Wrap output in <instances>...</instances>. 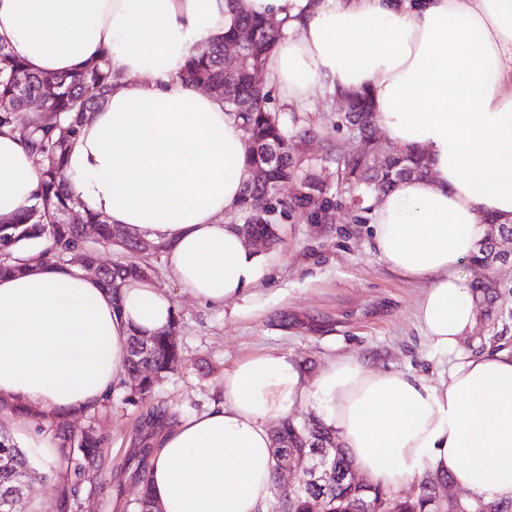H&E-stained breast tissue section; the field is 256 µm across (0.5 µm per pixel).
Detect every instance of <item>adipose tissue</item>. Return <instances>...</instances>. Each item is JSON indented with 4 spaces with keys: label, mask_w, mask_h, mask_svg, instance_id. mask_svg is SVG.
<instances>
[{
    "label": "adipose tissue",
    "mask_w": 512,
    "mask_h": 512,
    "mask_svg": "<svg viewBox=\"0 0 512 512\" xmlns=\"http://www.w3.org/2000/svg\"><path fill=\"white\" fill-rule=\"evenodd\" d=\"M231 0H0V40L35 70L75 72L110 52L121 73L83 123L66 173L83 213L162 245L182 288L239 298L262 257L230 220L252 177L245 134L222 100L180 80L193 46L223 32ZM281 22L264 78L289 104L314 87L368 90L378 122L423 152L428 173L396 181L371 212L393 273L423 283L416 319L455 351L478 294L462 271L496 224H512V0H242ZM39 185L31 153L0 130V221ZM151 279L111 295L52 262L0 277V396L80 413L119 383L132 334L168 327ZM315 407L357 471L400 488L432 476L473 500L512 497V351L459 357L430 383L347 358L316 377L266 352L224 372V396L158 442L148 486L164 512H265L271 427Z\"/></svg>",
    "instance_id": "adipose-tissue-1"
}]
</instances>
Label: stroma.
I'll use <instances>...</instances> for the list:
<instances>
[{
    "label": "stroma",
    "instance_id": "35a3bbf8",
    "mask_svg": "<svg viewBox=\"0 0 512 512\" xmlns=\"http://www.w3.org/2000/svg\"><path fill=\"white\" fill-rule=\"evenodd\" d=\"M340 110L335 96L319 89L299 110L315 135L298 141L297 152L335 200L332 222L318 223L297 211L280 218L281 242L263 247L265 273L242 298L221 307L200 303L180 288L165 257L142 256L173 302L176 340L186 362L146 402L127 403L131 390L122 384L98 408L108 441L100 475L78 491L84 512H131L140 494L136 471L156 434L152 419L171 425L207 410L223 396L225 369L246 357L283 354L312 377L331 361L349 357L375 370L409 372L428 381L455 362L457 353L436 351L416 320L422 284L387 269L366 221L356 218L352 195L337 180L336 148L349 137L336 123ZM496 250L500 260L464 268L481 301L477 322L458 353L512 348V235H499ZM44 442L34 433L21 443L39 472L27 502L33 512H59L56 450Z\"/></svg>",
    "mask_w": 512,
    "mask_h": 512
}]
</instances>
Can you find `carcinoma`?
<instances>
[{
	"label": "carcinoma",
	"instance_id": "carcinoma-1",
	"mask_svg": "<svg viewBox=\"0 0 512 512\" xmlns=\"http://www.w3.org/2000/svg\"><path fill=\"white\" fill-rule=\"evenodd\" d=\"M243 28L249 29L253 36L250 50L237 59L224 56V43L233 40ZM280 35L281 23L237 11L224 33L190 51L180 74L186 82L206 86L224 100L228 112L257 146L256 152L248 156V163L253 170L267 169L270 183L250 182L252 191L262 192L269 184L296 185L292 196H275L267 211L252 209L249 206L252 191H244L240 214L255 225L258 233L268 235L273 244L278 241L276 216L300 211L316 222H327L336 206L316 175L294 154L293 138L301 132L290 130L283 116L271 111V90L253 84L252 72L264 62ZM115 78L112 56L107 51L76 73H51L31 69L11 53L7 44L0 42V129L18 133L34 156L39 174L38 192L31 203L14 220L0 222V275L27 270L26 260L19 256L24 250L36 249L37 256L48 255L59 264L64 251L80 245L87 258L97 263L98 246L108 245L122 251L123 257L105 268L101 279L104 285L115 291L128 278L146 276L144 268L135 261L134 242L125 238L123 229L100 216L85 214L82 223L92 224L96 229V240L85 242L80 239L76 225L66 221V215L76 206L68 188L66 155L79 136L86 114L99 109L111 94ZM346 97L350 100L349 109L339 121L354 126L355 130L348 144L336 148V169L348 192L383 193L396 180L427 173L421 154L408 151L400 155L382 154L374 132L376 113L368 91L351 92ZM34 101L41 104L44 112L52 114V118L32 128L18 121L17 114ZM272 145L281 150L280 162L275 166L267 165L266 160V149ZM176 326L174 319L166 331L152 336L150 350L144 355L137 352L139 335L130 336L128 371L142 370L143 379L129 400L148 399L159 380L182 366V352L170 340ZM55 436L61 447L68 449L59 458L56 469L62 483L60 508L68 512L76 507V487L84 468L100 464L104 437L94 428L72 436L60 424L56 425ZM334 440L335 430L292 414L280 424L274 444H285L294 452L309 441L323 446ZM6 457L12 465L0 469V500L11 494L19 480L32 471L25 452L12 438L1 434L0 458ZM382 493L381 486L371 483L362 492L348 483L326 491L307 489L295 499L294 512H354L359 500ZM396 508L398 512L433 510L426 491L415 498L398 501Z\"/></svg>",
	"mask_w": 512,
	"mask_h": 512
}]
</instances>
